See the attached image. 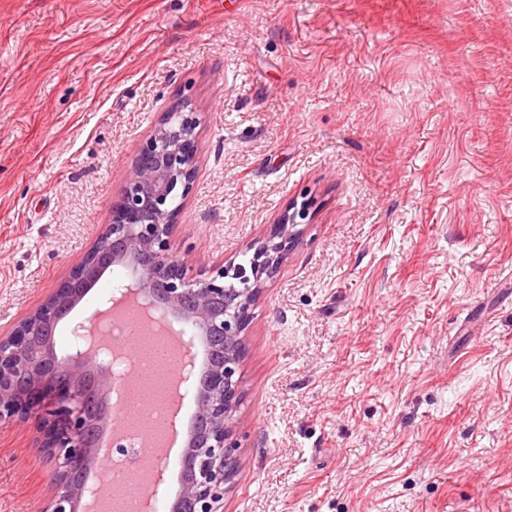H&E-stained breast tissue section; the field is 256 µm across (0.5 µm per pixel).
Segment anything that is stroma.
I'll use <instances>...</instances> for the list:
<instances>
[{
	"label": "stroma",
	"mask_w": 512,
	"mask_h": 512,
	"mask_svg": "<svg viewBox=\"0 0 512 512\" xmlns=\"http://www.w3.org/2000/svg\"><path fill=\"white\" fill-rule=\"evenodd\" d=\"M180 98L192 271L312 203L254 306L224 512H512V0H0V336ZM38 439L0 421V512H46Z\"/></svg>",
	"instance_id": "35a3bbf8"
}]
</instances>
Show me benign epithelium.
I'll list each match as a JSON object with an SVG mask.
<instances>
[{
    "label": "benign epithelium",
    "mask_w": 512,
    "mask_h": 512,
    "mask_svg": "<svg viewBox=\"0 0 512 512\" xmlns=\"http://www.w3.org/2000/svg\"><path fill=\"white\" fill-rule=\"evenodd\" d=\"M178 101L141 143L112 206V221L67 278L11 333L0 336V420L38 418L39 451L50 462L55 495L49 512H82L88 474L105 468L98 434L110 422L112 369L85 348L62 360L53 337L59 322L111 267L135 273L127 286L161 307L164 320L188 326L216 359L196 373L195 427L181 462L183 481L169 512H223L237 472L233 416L242 396L239 367L263 283L274 277L309 216L292 205L244 263L228 261L193 276L170 249L174 220L195 175L199 119Z\"/></svg>",
    "instance_id": "benign-epithelium-1"
}]
</instances>
